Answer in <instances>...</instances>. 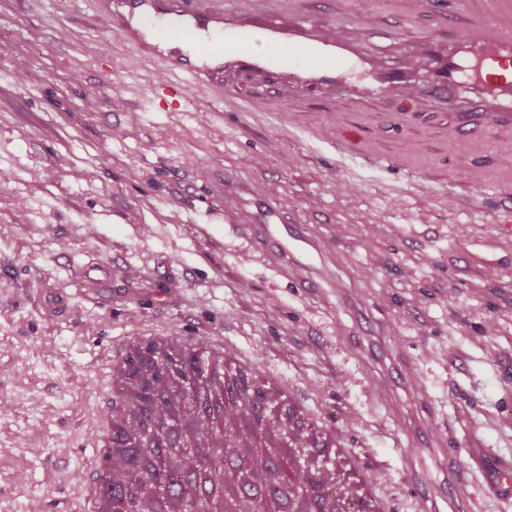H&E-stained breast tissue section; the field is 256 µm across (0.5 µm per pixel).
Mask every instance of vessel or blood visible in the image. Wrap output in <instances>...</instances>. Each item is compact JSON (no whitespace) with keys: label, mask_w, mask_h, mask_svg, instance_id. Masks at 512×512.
Wrapping results in <instances>:
<instances>
[{"label":"vessel or blood","mask_w":512,"mask_h":512,"mask_svg":"<svg viewBox=\"0 0 512 512\" xmlns=\"http://www.w3.org/2000/svg\"><path fill=\"white\" fill-rule=\"evenodd\" d=\"M479 2L494 24H459L446 52L423 57L433 73L427 92L444 97L455 87H469L487 117L506 127L512 125V79L500 71L512 66V0ZM97 13L144 59L163 60L170 74L220 97L233 96L243 81L274 68L285 93L313 83L352 94L374 88L396 95L405 88L404 73L371 58L361 81H348L350 48L342 25H312L306 0H97ZM256 36L266 53L252 50ZM224 221L301 294L326 309H346L350 318L337 323V335L362 359L379 351L389 362L392 385L415 389L426 417L406 430L410 450L403 468L418 512H475L477 499H512V458L485 447L478 433L471 436L465 460L450 451L448 422L426 404L416 360L392 347L395 325L371 320L360 289L344 285L329 237L293 220L268 189L231 173L224 176ZM431 463L438 471L434 478L427 469Z\"/></svg>","instance_id":"obj_1"}]
</instances>
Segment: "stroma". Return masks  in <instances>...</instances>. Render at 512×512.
I'll use <instances>...</instances> for the list:
<instances>
[{"instance_id":"35a3bbf8","label":"stroma","mask_w":512,"mask_h":512,"mask_svg":"<svg viewBox=\"0 0 512 512\" xmlns=\"http://www.w3.org/2000/svg\"><path fill=\"white\" fill-rule=\"evenodd\" d=\"M374 5L378 27L360 28ZM387 66L444 51L453 0H310ZM93 0H0V512L78 506L94 480L111 364L150 336L233 347L336 426L390 512H414L403 456L421 408L371 391L386 373L336 334L343 310L304 298L224 222L225 173L274 187L346 254V283L395 322L427 399L465 456L472 426L512 455V134H470L424 95L292 97L246 87L231 104L172 97L95 20ZM173 100L152 112L148 98ZM348 151L339 158L338 148ZM481 181L470 204L447 189Z\"/></svg>"}]
</instances>
